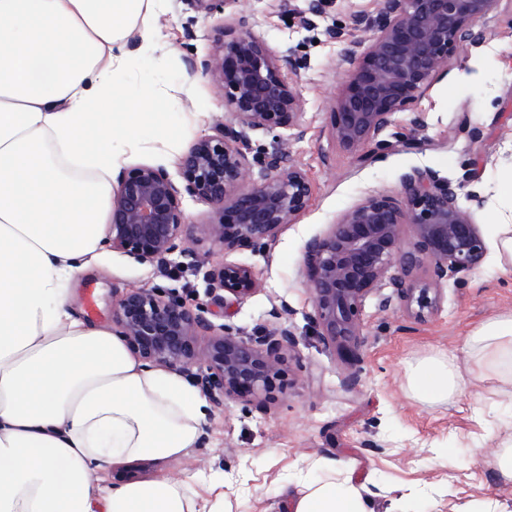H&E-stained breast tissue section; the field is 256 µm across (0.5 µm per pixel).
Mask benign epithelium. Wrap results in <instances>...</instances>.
Segmentation results:
<instances>
[{
	"instance_id": "7a95c632",
	"label": "benign epithelium",
	"mask_w": 512,
	"mask_h": 512,
	"mask_svg": "<svg viewBox=\"0 0 512 512\" xmlns=\"http://www.w3.org/2000/svg\"><path fill=\"white\" fill-rule=\"evenodd\" d=\"M503 0H382L376 34L363 52L349 50L352 69L336 100L334 132L349 150L373 144L392 116L418 98L457 59L467 32L496 12ZM203 69L224 87V106L232 119L198 139L180 159L186 184L178 188L162 167L140 166L122 172L113 186L110 247L140 262L167 269L179 254L199 265L197 252L183 239L182 198L198 197L217 207L220 221L209 225L214 245L224 252L260 248L304 210L309 197L305 174L285 165L273 152L260 164L263 182L245 184L251 162L247 133L255 129L298 127V93L281 75L282 60L263 42L240 34L217 44ZM462 183L428 168H415L402 180L403 201L371 195L346 211L330 232L312 240L306 251L312 297V322L326 345L350 360L359 356L363 302L384 286L406 307L434 310L439 286L456 282L483 264L487 246L472 209L459 203ZM413 242L404 246V228ZM210 303L240 301L256 290L252 271L223 263L204 272ZM128 347L143 361L181 374H195L202 392L217 406L236 398L262 405L275 400L272 378L283 351L295 345L292 326L260 336H241L233 327L215 325L200 308L158 288L127 292L112 315ZM200 336L208 337L201 350Z\"/></svg>"
}]
</instances>
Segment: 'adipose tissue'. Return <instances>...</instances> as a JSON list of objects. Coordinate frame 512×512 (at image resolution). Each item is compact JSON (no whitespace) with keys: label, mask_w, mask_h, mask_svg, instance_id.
Segmentation results:
<instances>
[{"label":"adipose tissue","mask_w":512,"mask_h":512,"mask_svg":"<svg viewBox=\"0 0 512 512\" xmlns=\"http://www.w3.org/2000/svg\"><path fill=\"white\" fill-rule=\"evenodd\" d=\"M165 2L0 0V512H212L166 474L103 484L124 461L186 455L205 402L67 305V283L102 246L116 133L144 127L143 113L116 108V90L134 56L159 49ZM464 353L461 365L412 366L414 396L448 401L470 376L512 383V316L474 329ZM325 471L294 482L292 512H367L351 476Z\"/></svg>","instance_id":"1"}]
</instances>
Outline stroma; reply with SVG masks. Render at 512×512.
Returning a JSON list of instances; mask_svg holds the SVG:
<instances>
[{"instance_id":"1","label":"stroma","mask_w":512,"mask_h":512,"mask_svg":"<svg viewBox=\"0 0 512 512\" xmlns=\"http://www.w3.org/2000/svg\"><path fill=\"white\" fill-rule=\"evenodd\" d=\"M311 0H218L212 13L192 0H168L158 18L164 45L151 58L135 60L118 99L122 108L144 113L148 128L163 136L129 149L123 163L168 170L177 186L185 181L179 160L216 123L230 120L224 90L200 63L225 37L251 34L287 59L285 81L303 101L301 129L256 130L250 151L280 149L310 184L305 209L262 248L224 253L209 237L217 214L208 202L185 198L184 233L205 268L224 262L253 270L257 290L229 305L218 324L258 336L281 320L297 338L284 354L275 381L277 399L266 409L230 399L208 405L200 425L201 446L189 449L169 471L224 486L226 512H284L282 489L291 474L321 477L318 460L344 466L361 486L369 512H400L405 497L419 512H481L499 500L512 512V480L496 466L499 424L512 418V399L502 383L469 380L451 401L427 404L410 393L409 366L428 356H462L468 333L487 319L512 313V266L499 264L495 228L512 224V12L490 14L464 42L457 63L403 110L380 137L390 150L351 151L336 139L333 112L351 68L352 43L369 44L373 33L356 17L376 15L379 0H327L324 13H308ZM160 94L145 103L133 93L143 79ZM192 82L185 100L181 88ZM429 168L457 181L472 173L468 192L484 198L475 219L488 248L483 265L441 289L437 310L415 315L399 304L384 308L378 297L361 309L364 343L357 367H349L324 345L312 323L305 265L307 243L327 235L336 220L372 194L401 199L402 178ZM159 287L206 304L202 271H162L105 246L100 257L72 279L68 297L80 317L111 326L112 309L132 288ZM356 370L359 383L343 379Z\"/></svg>"}]
</instances>
